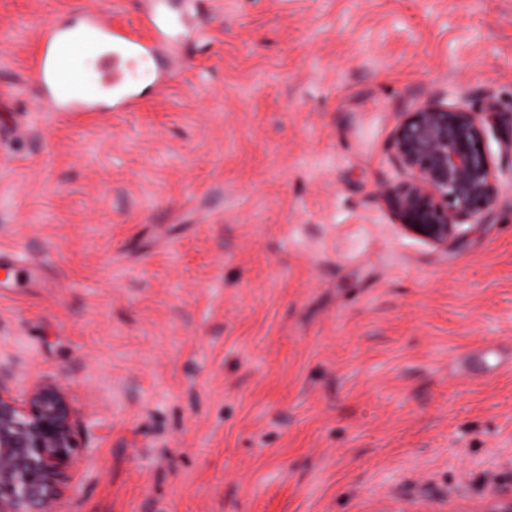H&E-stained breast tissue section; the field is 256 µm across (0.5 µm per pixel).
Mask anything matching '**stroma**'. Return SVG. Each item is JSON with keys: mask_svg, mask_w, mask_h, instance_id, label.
<instances>
[{"mask_svg": "<svg viewBox=\"0 0 512 512\" xmlns=\"http://www.w3.org/2000/svg\"><path fill=\"white\" fill-rule=\"evenodd\" d=\"M82 8L0 0V366L60 384L59 512H466L512 482V185L448 247L401 231L402 113L496 104L512 0H195L131 112L50 116L29 69Z\"/></svg>", "mask_w": 512, "mask_h": 512, "instance_id": "35a3bbf8", "label": "stroma"}]
</instances>
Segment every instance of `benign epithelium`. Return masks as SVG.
I'll return each instance as SVG.
<instances>
[{"label": "benign epithelium", "instance_id": "1", "mask_svg": "<svg viewBox=\"0 0 512 512\" xmlns=\"http://www.w3.org/2000/svg\"><path fill=\"white\" fill-rule=\"evenodd\" d=\"M498 112L431 98L403 113L390 143L400 179L379 195L400 229L446 245L462 226L484 223L502 170L489 145ZM81 415L61 386L36 382L19 394L0 380V512H57V489L79 462ZM481 512H512V489L483 485Z\"/></svg>", "mask_w": 512, "mask_h": 512}]
</instances>
